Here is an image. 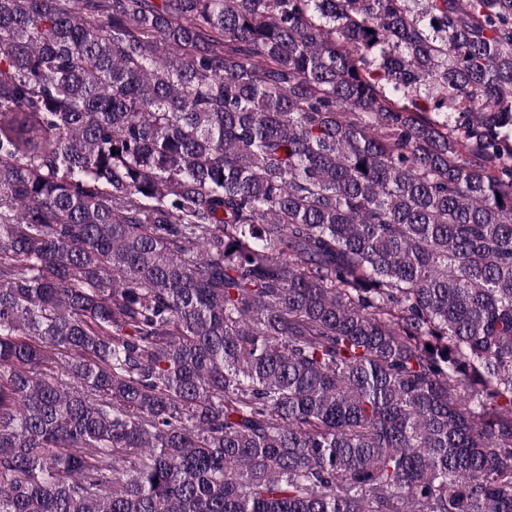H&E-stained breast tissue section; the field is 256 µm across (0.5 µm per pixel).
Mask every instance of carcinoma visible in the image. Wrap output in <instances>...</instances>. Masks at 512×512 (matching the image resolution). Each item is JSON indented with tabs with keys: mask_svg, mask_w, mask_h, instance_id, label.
Segmentation results:
<instances>
[{
	"mask_svg": "<svg viewBox=\"0 0 512 512\" xmlns=\"http://www.w3.org/2000/svg\"><path fill=\"white\" fill-rule=\"evenodd\" d=\"M0 512H512V0H0Z\"/></svg>",
	"mask_w": 512,
	"mask_h": 512,
	"instance_id": "carcinoma-1",
	"label": "carcinoma"
}]
</instances>
